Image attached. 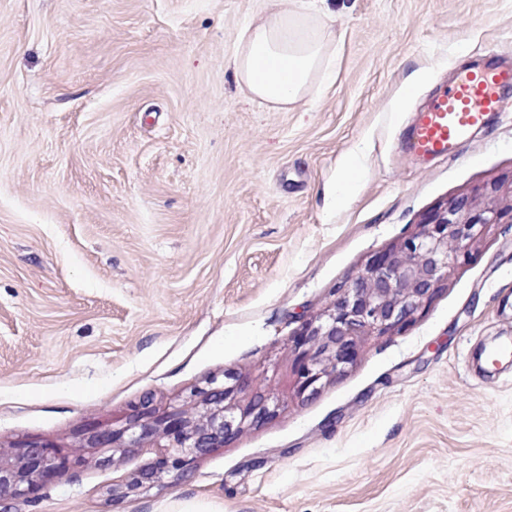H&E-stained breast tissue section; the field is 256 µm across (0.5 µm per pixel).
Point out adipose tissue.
I'll use <instances>...</instances> for the list:
<instances>
[{"mask_svg":"<svg viewBox=\"0 0 512 512\" xmlns=\"http://www.w3.org/2000/svg\"><path fill=\"white\" fill-rule=\"evenodd\" d=\"M336 39L331 27H315L288 10L245 29L236 58L238 74L255 99L285 106L302 95Z\"/></svg>","mask_w":512,"mask_h":512,"instance_id":"adipose-tissue-1","label":"adipose tissue"}]
</instances>
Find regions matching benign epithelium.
Masks as SVG:
<instances>
[{
	"label": "benign epithelium",
	"instance_id": "benign-epithelium-1",
	"mask_svg": "<svg viewBox=\"0 0 512 512\" xmlns=\"http://www.w3.org/2000/svg\"><path fill=\"white\" fill-rule=\"evenodd\" d=\"M501 186L493 184L478 208L466 197L430 213L418 230L375 254L364 271L340 285L325 310L301 323L294 349L300 351L301 392L319 393L325 379L345 371L356 355L360 336H383L411 323L447 285L452 267L470 257V245L492 225L512 223V204L498 207ZM276 407L258 388L224 371L222 385L195 390L189 402L162 414L144 399L120 430L89 436L93 448H137L147 438L167 440L171 460L149 464L130 482L137 490L157 483L167 468L187 471L199 456L246 428L276 415ZM71 461L51 446L28 441L15 454L0 456V499L26 496L39 482L60 476Z\"/></svg>",
	"mask_w": 512,
	"mask_h": 512
}]
</instances>
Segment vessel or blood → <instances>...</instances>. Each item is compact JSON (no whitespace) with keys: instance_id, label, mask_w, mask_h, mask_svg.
Segmentation results:
<instances>
[{"instance_id":"1","label":"vessel or blood","mask_w":512,"mask_h":512,"mask_svg":"<svg viewBox=\"0 0 512 512\" xmlns=\"http://www.w3.org/2000/svg\"><path fill=\"white\" fill-rule=\"evenodd\" d=\"M510 90L512 63L498 52L461 69L427 107L414 113L409 152L423 162L448 157L503 112L504 94Z\"/></svg>"}]
</instances>
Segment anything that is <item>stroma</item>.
Segmentation results:
<instances>
[{"mask_svg":"<svg viewBox=\"0 0 512 512\" xmlns=\"http://www.w3.org/2000/svg\"><path fill=\"white\" fill-rule=\"evenodd\" d=\"M288 8L338 39L280 107L235 57ZM489 49L512 56V0H0V454L86 458L0 512H512V366L478 359L512 337V224L316 396L286 384L290 337L373 255L491 182L512 203V111L454 157L403 148ZM228 370L272 419L145 489L156 441L93 463L83 433Z\"/></svg>","mask_w":512,"mask_h":512,"instance_id":"stroma-1","label":"stroma"}]
</instances>
